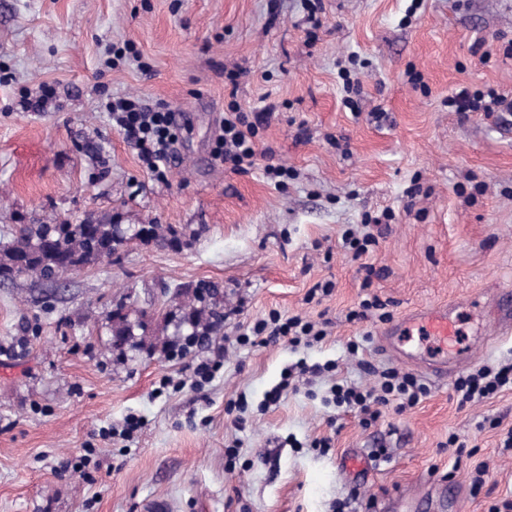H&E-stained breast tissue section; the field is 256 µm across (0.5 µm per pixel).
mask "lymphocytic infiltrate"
<instances>
[{"label":"lymphocytic infiltrate","instance_id":"obj_1","mask_svg":"<svg viewBox=\"0 0 512 512\" xmlns=\"http://www.w3.org/2000/svg\"><path fill=\"white\" fill-rule=\"evenodd\" d=\"M448 108L453 112H512V100L492 89L473 92L463 88L449 96ZM102 109L108 112L113 126L134 144L146 169L156 177H164L180 134L169 106L164 103L150 106L133 97H118L108 99ZM263 120V113L249 114L238 104H230L214 140L213 157L231 164L236 171L253 166L256 136ZM325 336L324 329L302 316L285 318L273 311L268 318L241 333L238 342L243 346H268L285 340L295 346L310 347L322 342ZM506 388H512V358L498 366H484L462 375L454 383V393L462 405L483 402ZM330 392L337 407L357 414L362 426L367 428L377 421L381 407L392 404L398 411H405L416 406L428 389L413 374L387 368L379 372L378 381L371 389L344 381L334 384Z\"/></svg>","mask_w":512,"mask_h":512}]
</instances>
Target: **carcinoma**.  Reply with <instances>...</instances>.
Instances as JSON below:
<instances>
[{
  "label": "carcinoma",
  "instance_id": "carcinoma-1",
  "mask_svg": "<svg viewBox=\"0 0 512 512\" xmlns=\"http://www.w3.org/2000/svg\"><path fill=\"white\" fill-rule=\"evenodd\" d=\"M179 230L169 226L147 224L138 228L133 237L160 244L178 241ZM127 239V231L112 219H88L79 224H21L10 244L0 249V279L31 278L52 282L62 272L95 264L112 256ZM112 335H135L143 328L139 320L129 315L112 313ZM194 336H210L218 325L217 312L204 305L191 307L188 316Z\"/></svg>",
  "mask_w": 512,
  "mask_h": 512
}]
</instances>
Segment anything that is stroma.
<instances>
[{
    "label": "stroma",
    "instance_id": "1",
    "mask_svg": "<svg viewBox=\"0 0 512 512\" xmlns=\"http://www.w3.org/2000/svg\"><path fill=\"white\" fill-rule=\"evenodd\" d=\"M511 43L512 0H0V247L22 224L89 218L184 231L171 246L133 236L51 285L0 281V512H142L155 497L174 512H333L348 497L366 512L371 499L452 486L443 512L512 500L501 446L512 390L462 406L455 375L424 374L426 398L382 407L368 428L326 400L336 381L368 388L374 370L404 367L377 349L384 322L348 318L368 294L395 318L478 300L457 328L464 343L492 342L474 346L466 370L512 355L491 311L512 290V115L448 109L462 87L512 97ZM344 69L361 84L354 112ZM46 87L44 111L27 109ZM104 92L182 113L164 179L112 126ZM233 100L272 110L254 166L239 172L212 156ZM269 164L288 170L284 187L264 178ZM387 208L378 245L353 259L344 232ZM327 280L333 293L308 301ZM202 282L219 286L208 304L224 316L212 336L224 365L198 388L196 353L169 352ZM121 303L148 318L117 349L109 316ZM273 310L324 324L325 339L237 343ZM300 361L338 368L264 405ZM167 378L180 389L158 392ZM130 414L143 427L109 437ZM452 434L472 456L448 450ZM322 437L331 447H314ZM356 451L371 464L358 489L337 468Z\"/></svg>",
    "mask_w": 512,
    "mask_h": 512
}]
</instances>
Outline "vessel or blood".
I'll use <instances>...</instances> for the list:
<instances>
[{
  "label": "vessel or blood",
  "mask_w": 512,
  "mask_h": 512,
  "mask_svg": "<svg viewBox=\"0 0 512 512\" xmlns=\"http://www.w3.org/2000/svg\"><path fill=\"white\" fill-rule=\"evenodd\" d=\"M455 310L452 304H436L405 312L383 331L380 337L382 351L434 377L459 370L469 351L455 343L452 329ZM412 335L427 341V348L408 345L407 340Z\"/></svg>",
  "instance_id": "b4317fda"
}]
</instances>
